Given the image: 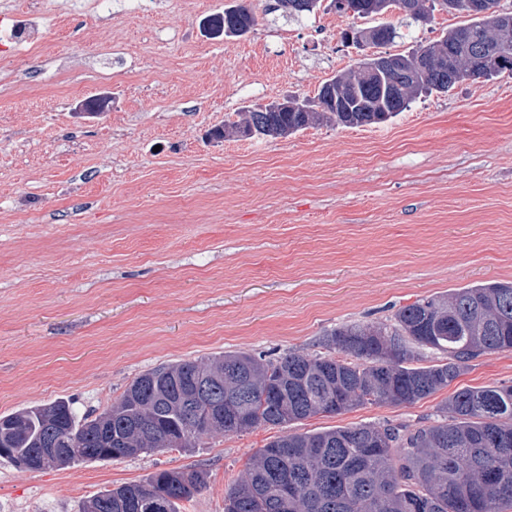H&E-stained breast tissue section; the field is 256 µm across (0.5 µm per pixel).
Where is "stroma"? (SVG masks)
I'll use <instances>...</instances> for the list:
<instances>
[{
  "label": "stroma",
  "instance_id": "35a3bbf8",
  "mask_svg": "<svg viewBox=\"0 0 512 512\" xmlns=\"http://www.w3.org/2000/svg\"><path fill=\"white\" fill-rule=\"evenodd\" d=\"M46 38L0 58V415L58 399L107 408L140 374L228 352L322 353L345 324L390 322L456 288L512 282V74L467 79L390 120L216 140L237 112L311 98L364 49L333 9L276 0H41ZM245 4L247 37L204 18ZM375 16L405 54L464 24ZM512 384V350L452 388L291 424L432 425L451 389ZM277 427L217 434L194 452L28 471L0 458V506L79 512L93 494L200 467L180 512H224Z\"/></svg>",
  "mask_w": 512,
  "mask_h": 512
}]
</instances>
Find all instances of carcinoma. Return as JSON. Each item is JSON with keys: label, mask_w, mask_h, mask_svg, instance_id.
<instances>
[{"label": "carcinoma", "mask_w": 512, "mask_h": 512, "mask_svg": "<svg viewBox=\"0 0 512 512\" xmlns=\"http://www.w3.org/2000/svg\"><path fill=\"white\" fill-rule=\"evenodd\" d=\"M356 19L382 15L384 0H364ZM404 17L430 23L435 12L465 13L470 22L427 43L425 70L416 69L418 49L401 55L411 76L392 86L386 112L373 107L384 78L372 73L378 55L361 59L332 80L348 112H334L321 96L306 100L307 112L239 113V120L212 131L215 139L285 137L320 122L345 127L379 124L410 108L419 96L447 92L481 78L475 58L494 63L488 76L512 73V32L476 46L488 22L476 0H413ZM226 37L257 25L243 4L212 19ZM372 32L379 47L396 38L395 27L354 25ZM327 352H291L275 362L248 352L182 361L139 375L110 408L79 415L67 400L0 415V453L15 466L43 452L55 467L116 460L152 451L197 448L216 434H239L260 425H288L317 415H342L366 404L415 403L449 387L474 359L512 349V284L457 288L442 299L402 307L390 324H351L326 334ZM429 348L448 359L418 366L414 349ZM444 420L430 426L354 425L285 433L259 449L245 475L229 490L224 512H505L512 509V385L455 390L440 407ZM197 468L159 470L143 482L100 491L80 512H124L133 499L138 512H180L179 502L204 485Z\"/></svg>", "instance_id": "obj_1"}]
</instances>
